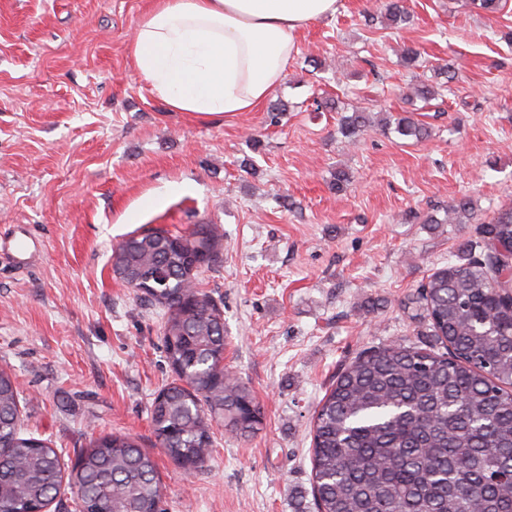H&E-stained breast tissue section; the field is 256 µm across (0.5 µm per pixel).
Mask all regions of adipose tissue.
<instances>
[{
  "label": "adipose tissue",
  "mask_w": 512,
  "mask_h": 512,
  "mask_svg": "<svg viewBox=\"0 0 512 512\" xmlns=\"http://www.w3.org/2000/svg\"><path fill=\"white\" fill-rule=\"evenodd\" d=\"M338 0H153L128 51L170 111L210 119L250 112L281 83L309 24Z\"/></svg>",
  "instance_id": "adipose-tissue-1"
}]
</instances>
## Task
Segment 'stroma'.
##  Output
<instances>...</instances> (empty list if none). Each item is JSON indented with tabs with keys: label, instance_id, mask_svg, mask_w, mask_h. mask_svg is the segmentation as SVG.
Masks as SVG:
<instances>
[{
	"label": "stroma",
	"instance_id": "35a3bbf8",
	"mask_svg": "<svg viewBox=\"0 0 512 512\" xmlns=\"http://www.w3.org/2000/svg\"><path fill=\"white\" fill-rule=\"evenodd\" d=\"M377 2L339 0L299 33L260 106L201 122L133 71L129 41L150 0H0V237L39 244L28 269L0 257V367L65 467L121 431L154 451L165 512H311L313 415L337 373L375 346L428 344L403 301L512 203V0L493 16L468 0H405L402 30ZM407 42L421 52L411 68ZM445 65L450 90L409 99ZM317 97L335 111H315ZM355 103L412 113L429 136L373 129L349 142L337 124ZM276 104L287 110L274 123ZM339 168L352 176L342 192ZM462 196L473 223H443ZM197 224L223 234L199 282L263 425L246 441L216 429L211 461L188 475L157 453L150 419L174 378L163 311L118 279L112 248Z\"/></svg>",
	"mask_w": 512,
	"mask_h": 512
}]
</instances>
